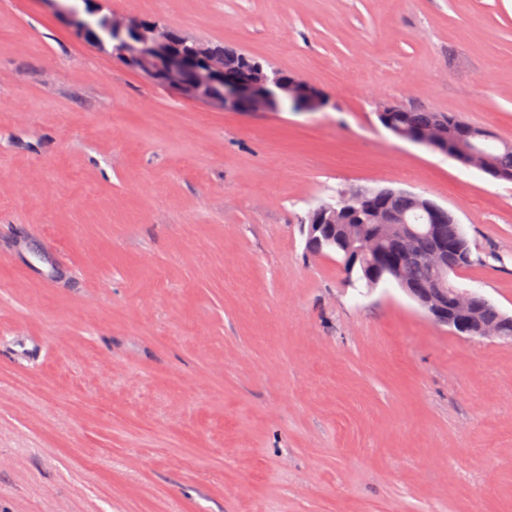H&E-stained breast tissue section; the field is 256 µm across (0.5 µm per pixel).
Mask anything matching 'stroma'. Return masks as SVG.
Segmentation results:
<instances>
[{
  "instance_id": "1",
  "label": "stroma",
  "mask_w": 512,
  "mask_h": 512,
  "mask_svg": "<svg viewBox=\"0 0 512 512\" xmlns=\"http://www.w3.org/2000/svg\"><path fill=\"white\" fill-rule=\"evenodd\" d=\"M299 73L316 112L182 99L0 0V512H512V341L305 251L356 188L451 211L512 315V182L380 106L512 141V0H103ZM397 108V105L385 106L380 111V115L384 116L385 112L391 113L389 120L392 126L407 133L419 131L430 125H446L448 127V142L455 145L457 158L467 165H475L480 152L474 146L479 141L478 137L486 133L485 130L476 127H456L451 121H448H457L455 115L451 113L411 110L402 107L396 112H392Z\"/></svg>"
}]
</instances>
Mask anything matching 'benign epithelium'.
Returning <instances> with one entry per match:
<instances>
[{"mask_svg":"<svg viewBox=\"0 0 512 512\" xmlns=\"http://www.w3.org/2000/svg\"><path fill=\"white\" fill-rule=\"evenodd\" d=\"M48 2L66 18L76 37L101 48L96 40L87 35L76 13L62 6V0ZM107 22L115 37L114 54L124 64L185 99L224 110L247 107L252 111H277L279 100L271 91V87L276 85L282 95L291 97L298 112H313L324 106L319 96L300 89L301 82L296 77L286 87L278 78L263 72L259 66L256 67L258 74L250 80H241L224 73V70L212 65L208 43L193 35L182 34L185 50L175 48L169 38L168 28L156 20L111 12L107 15ZM484 133L485 130L480 128H459L450 123L446 133L438 127H430L419 135L407 136V139L430 148H438L449 141L456 147L457 158L472 166L480 156L475 144ZM342 200L347 204L346 211L354 215L359 213V209L370 206L366 198L354 191L343 193ZM328 210L327 206L319 207L316 210L317 223L308 225L312 253L316 256L323 255V241L330 239L329 225L325 224ZM415 239L414 233H407L409 256L440 270L439 280L423 301L422 309L428 317L458 335L490 337L491 329L476 325L472 319L473 311L485 299L477 292L448 287L447 273L442 271L441 251L421 252L417 249ZM361 257L378 269L391 267L375 245L358 249L351 255L349 264H354Z\"/></svg>","mask_w":512,"mask_h":512,"instance_id":"obj_1","label":"benign epithelium"}]
</instances>
